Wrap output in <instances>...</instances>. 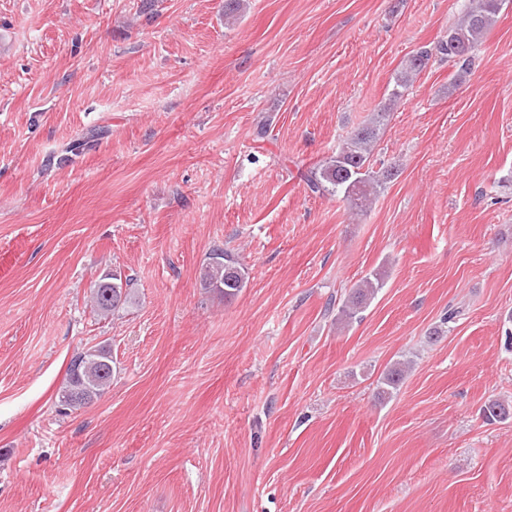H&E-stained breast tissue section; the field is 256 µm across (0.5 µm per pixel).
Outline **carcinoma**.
Wrapping results in <instances>:
<instances>
[{"label":"carcinoma","instance_id":"obj_1","mask_svg":"<svg viewBox=\"0 0 512 512\" xmlns=\"http://www.w3.org/2000/svg\"><path fill=\"white\" fill-rule=\"evenodd\" d=\"M501 5L502 0H468L462 17L448 30V37L438 42L435 50L424 46L408 56L395 74L394 87L384 104L348 134L334 155L314 165L304 174L309 191L319 196H340L355 214L366 213L394 176L392 168L374 170L372 158L379 135L401 97V90L413 82L435 54L463 62L470 61L474 48L496 22ZM104 134L106 130L103 128L91 129L69 142L66 152L79 156L92 149ZM385 277L383 272H373L351 288L338 302L336 323L345 326L359 318L384 288ZM200 285L204 290L228 300L244 288L245 268L234 255L218 248L202 267ZM130 293V278L122 279L107 274L94 285L91 306L98 315L107 318L128 302ZM409 368L410 362L406 360L392 363L379 379L380 397L397 389ZM111 383L112 352L105 345L93 346L71 360L59 401L68 408H81L100 397ZM511 415V407L494 399L486 402L482 408V416L489 422L506 419Z\"/></svg>","mask_w":512,"mask_h":512}]
</instances>
